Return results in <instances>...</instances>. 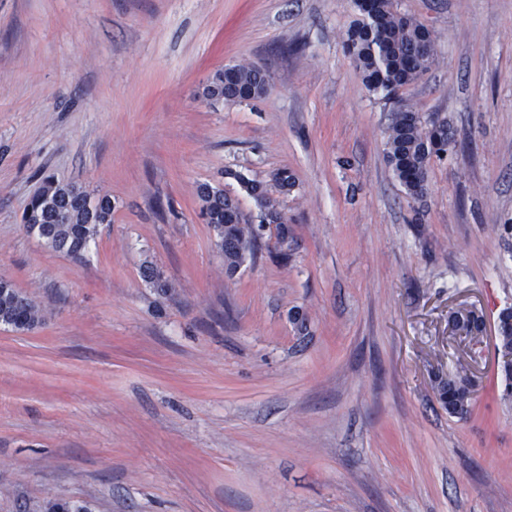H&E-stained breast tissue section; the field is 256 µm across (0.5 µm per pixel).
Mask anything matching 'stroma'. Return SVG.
Here are the masks:
<instances>
[{
    "label": "stroma",
    "instance_id": "stroma-1",
    "mask_svg": "<svg viewBox=\"0 0 512 512\" xmlns=\"http://www.w3.org/2000/svg\"><path fill=\"white\" fill-rule=\"evenodd\" d=\"M397 3L436 62L386 101L343 49L352 0H0V279L47 312L0 325V512H512L493 343L448 336L512 307V0ZM228 64L268 93L206 101ZM400 101L455 140L420 199L386 157ZM238 171L288 255L266 228L230 277L198 188L255 218ZM47 176L112 199L82 256L22 222ZM462 320L464 321L465 325L468 328V334H472V336H466L465 330H463V325L461 322H458L454 318H452L448 322V329L450 332V336L453 337L454 340L466 343L467 340L466 337H469V343L472 341L478 342V331L480 330V325L482 323V317L476 316L473 313H470L468 315H462ZM465 368L461 367L454 377H448L440 385V396L442 403L448 413L452 415L463 416L468 412L471 397L467 383L462 381L466 376L462 373Z\"/></svg>",
    "mask_w": 512,
    "mask_h": 512
}]
</instances>
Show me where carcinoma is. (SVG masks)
Returning <instances> with one entry per match:
<instances>
[{
  "label": "carcinoma",
  "instance_id": "obj_1",
  "mask_svg": "<svg viewBox=\"0 0 512 512\" xmlns=\"http://www.w3.org/2000/svg\"><path fill=\"white\" fill-rule=\"evenodd\" d=\"M358 19L346 31L344 48L352 57L362 81L374 97L391 100L396 93L423 77L435 63L434 38L419 21L400 13L396 0H373L365 8L353 0ZM270 87L269 75L250 65H228L214 72L206 94L213 102H240L264 95ZM452 135L445 122L425 123L419 113L405 105L393 111L386 131V154L396 181L407 196L419 199L428 190L431 160L448 152ZM234 177L253 199L258 209V225L245 218L237 197L224 188L204 184L199 189L200 215L214 233L215 245L224 254V267L235 273L261 248L260 230L275 225L276 238L288 246V221L268 196L267 185L236 173ZM112 200L96 199L53 177L28 204L23 217L29 231L54 251L79 255L98 232V226L112 221ZM144 281L167 292L169 282L151 263L142 268ZM0 324L17 331H28L45 321L44 309L31 296L0 281ZM499 344L504 348L501 370L512 379V310L499 316ZM465 368L440 385L442 403L448 413L463 416L471 397L464 382Z\"/></svg>",
  "mask_w": 512,
  "mask_h": 512
}]
</instances>
